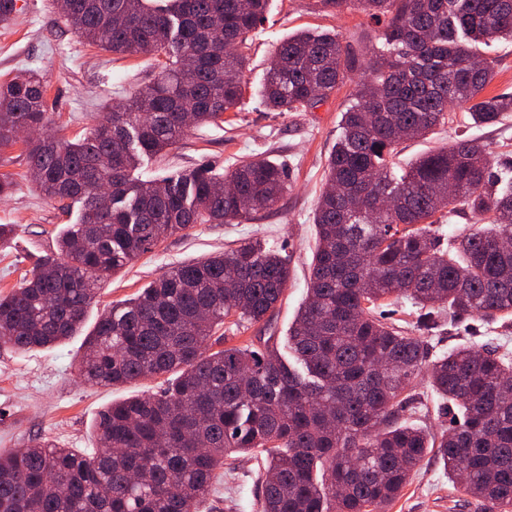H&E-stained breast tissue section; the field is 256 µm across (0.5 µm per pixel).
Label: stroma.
<instances>
[{"label": "stroma", "instance_id": "stroma-1", "mask_svg": "<svg viewBox=\"0 0 512 512\" xmlns=\"http://www.w3.org/2000/svg\"><path fill=\"white\" fill-rule=\"evenodd\" d=\"M300 29L340 33L358 59L374 45V25L356 9L333 13L320 0H271L261 31L252 37L250 64L244 74L246 92L240 111L228 112L218 125H205L169 149L164 159L143 158L142 179H158L184 169L207 166L216 172L232 169L244 159L265 157L284 164L288 190L276 210L243 224H198L163 241L157 248L102 283L80 334L50 349L18 352L0 345V452L20 448L36 437L81 452L95 446L100 412L112 402L151 394L165 385L164 377L105 387L83 382L78 362L86 333L98 312L145 288L164 272L210 254L229 250L252 238L266 241L288 258L291 278L268 323L248 328L224 326L225 345H245L269 334L285 337L307 291L313 258V211L325 187V169L336 142L338 123L354 90L340 86L331 98L308 112H271L258 90L277 44ZM157 62L148 55L117 56L80 39L64 23L55 0H17L11 21L0 23V82L31 71L43 77L53 108L48 127L58 137L86 133L110 104L124 101L150 81ZM458 124L445 126L424 141L408 142L401 157L411 160L430 147L450 144L457 136L477 139L503 160L512 159V116L493 126L471 125L465 111ZM0 174L14 181L11 194L0 197V224L15 227L0 244V294L19 286L43 257L57 250L67 225L77 220L80 205L45 197L30 178L22 143L0 149ZM493 342L512 353V321L467 319L434 336L425 337L429 358L448 348ZM412 403L403 421L441 434L450 417L419 369L412 383ZM260 460L239 458L234 470L213 486L207 503L213 512H260ZM389 512H482L466 495L459 479L435 460L413 477Z\"/></svg>", "mask_w": 512, "mask_h": 512}]
</instances>
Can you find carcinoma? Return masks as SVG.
I'll return each instance as SVG.
<instances>
[{
  "label": "carcinoma",
  "instance_id": "1",
  "mask_svg": "<svg viewBox=\"0 0 512 512\" xmlns=\"http://www.w3.org/2000/svg\"><path fill=\"white\" fill-rule=\"evenodd\" d=\"M269 0H59L65 22L115 55L163 53L154 81L83 137L24 142L40 192L81 203L57 256L0 294V343L19 352L75 335L101 282L196 224H242L276 209L285 168L253 158L161 180L135 175L193 127L244 100L246 49ZM360 9L381 47L342 113L306 298L288 332L301 368L270 336L223 346L225 320L267 321L288 285L280 251L258 241L178 266L101 315L79 376L123 386L167 374L159 393L102 411L89 453L49 440L0 454V512H199L234 454L266 453L262 512H388L430 453L488 512H512V357L457 346L430 361V384L461 409L432 437L400 421L424 344L387 320L407 300L413 327L512 317V178L468 138L399 164L400 146L463 108L488 126L512 95H484L495 60L479 45L512 41V0H321ZM354 71L336 32L299 30L277 45L260 96L271 112H306ZM47 125L34 73L0 84V147ZM469 212L451 236L445 218Z\"/></svg>",
  "mask_w": 512,
  "mask_h": 512
}]
</instances>
